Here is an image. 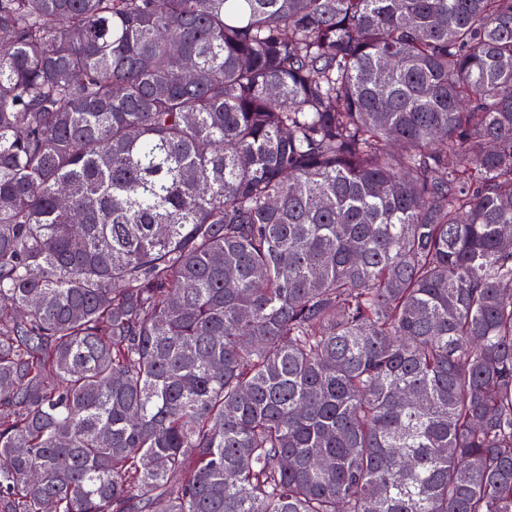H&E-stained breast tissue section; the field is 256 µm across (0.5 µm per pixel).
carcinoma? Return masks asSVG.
Wrapping results in <instances>:
<instances>
[{"instance_id": "1", "label": "carcinoma", "mask_w": 512, "mask_h": 512, "mask_svg": "<svg viewBox=\"0 0 512 512\" xmlns=\"http://www.w3.org/2000/svg\"><path fill=\"white\" fill-rule=\"evenodd\" d=\"M0 512H512V0H0Z\"/></svg>"}]
</instances>
